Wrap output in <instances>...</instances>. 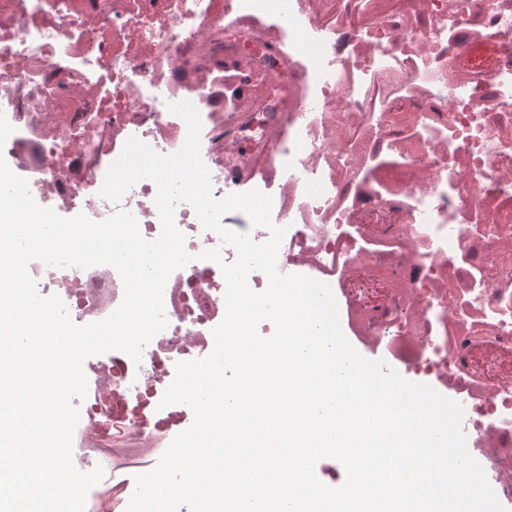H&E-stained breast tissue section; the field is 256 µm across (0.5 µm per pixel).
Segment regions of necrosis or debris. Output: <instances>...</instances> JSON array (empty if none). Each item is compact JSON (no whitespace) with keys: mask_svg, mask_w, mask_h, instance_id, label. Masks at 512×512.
Returning a JSON list of instances; mask_svg holds the SVG:
<instances>
[{"mask_svg":"<svg viewBox=\"0 0 512 512\" xmlns=\"http://www.w3.org/2000/svg\"><path fill=\"white\" fill-rule=\"evenodd\" d=\"M201 118L214 197L263 189L286 228L277 268L340 282L362 340L464 409L462 430L512 500V0H0V154L32 196L102 221L131 212L141 235L161 221L155 184L113 204L99 194L127 140L178 151ZM194 261L166 284L167 326L101 368L82 407L106 503L133 490L116 458L154 450L186 423L159 408L177 362L204 353L224 318L221 263L236 251L179 204ZM219 249L221 263L198 254ZM40 295L76 322L109 316L123 284L108 265L34 261Z\"/></svg>","mask_w":512,"mask_h":512,"instance_id":"necrosis-or-debris-1","label":"necrosis or debris"}]
</instances>
